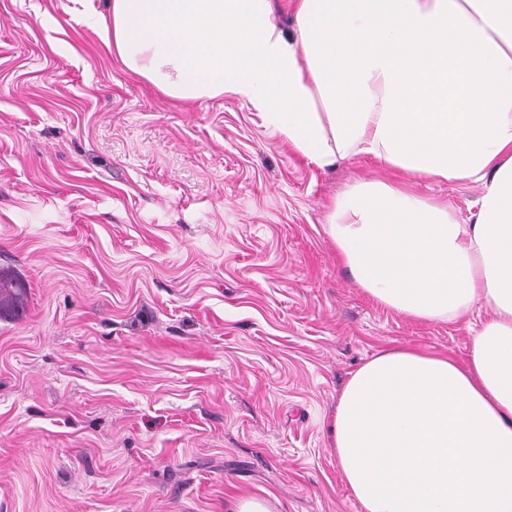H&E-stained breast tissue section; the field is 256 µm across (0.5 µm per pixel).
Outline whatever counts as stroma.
I'll list each match as a JSON object with an SVG mask.
<instances>
[{
    "instance_id": "1",
    "label": "stroma",
    "mask_w": 512,
    "mask_h": 512,
    "mask_svg": "<svg viewBox=\"0 0 512 512\" xmlns=\"http://www.w3.org/2000/svg\"><path fill=\"white\" fill-rule=\"evenodd\" d=\"M0 0V512H360L326 437L351 372L393 346L462 359L469 322L376 303L336 259L322 170L242 102L170 99L86 18ZM468 217L475 185L411 183ZM230 512H281L280 502L274 496L243 495L231 506Z\"/></svg>"
}]
</instances>
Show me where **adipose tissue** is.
I'll use <instances>...</instances> for the list:
<instances>
[{
	"label": "adipose tissue",
	"mask_w": 512,
	"mask_h": 512,
	"mask_svg": "<svg viewBox=\"0 0 512 512\" xmlns=\"http://www.w3.org/2000/svg\"><path fill=\"white\" fill-rule=\"evenodd\" d=\"M111 0L103 39L163 95L234 98L307 163L371 158L324 230L417 321L483 306L464 361L408 346L351 373L330 424L362 512H512V0ZM469 183L478 208L407 182Z\"/></svg>",
	"instance_id": "ef3b65f1"
}]
</instances>
